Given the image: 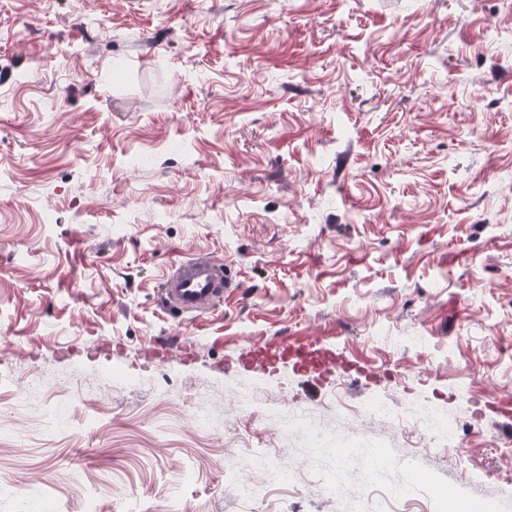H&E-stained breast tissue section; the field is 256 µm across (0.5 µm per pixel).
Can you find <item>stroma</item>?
I'll return each mask as SVG.
<instances>
[{
	"label": "stroma",
	"instance_id": "stroma-1",
	"mask_svg": "<svg viewBox=\"0 0 512 512\" xmlns=\"http://www.w3.org/2000/svg\"><path fill=\"white\" fill-rule=\"evenodd\" d=\"M200 253L236 286L171 314ZM284 338L362 372L242 357ZM269 403L343 512H512V0H0V512H333ZM282 422L289 431L305 433L311 442V447L319 454H323L326 448V438L318 426L312 422L307 414L301 410L289 411L282 416Z\"/></svg>",
	"mask_w": 512,
	"mask_h": 512
}]
</instances>
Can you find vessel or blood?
<instances>
[{"label":"vessel or blood","mask_w":512,"mask_h":512,"mask_svg":"<svg viewBox=\"0 0 512 512\" xmlns=\"http://www.w3.org/2000/svg\"><path fill=\"white\" fill-rule=\"evenodd\" d=\"M233 282L226 265L208 255H198L178 263L163 278L161 296L165 308L194 316L212 310ZM251 360L265 365L283 358L296 359L303 369L324 372L336 367L356 371L357 366L332 347L321 343L295 344L281 340L272 345L250 347Z\"/></svg>","instance_id":"1"}]
</instances>
